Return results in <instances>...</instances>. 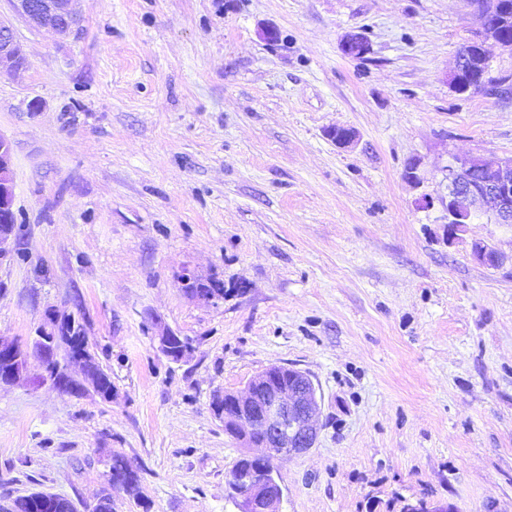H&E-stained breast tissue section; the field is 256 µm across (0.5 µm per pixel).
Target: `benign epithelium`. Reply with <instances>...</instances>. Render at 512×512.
Returning <instances> with one entry per match:
<instances>
[{"mask_svg": "<svg viewBox=\"0 0 512 512\" xmlns=\"http://www.w3.org/2000/svg\"><path fill=\"white\" fill-rule=\"evenodd\" d=\"M17 15L38 29H50L58 35H69L78 22L76 0H10ZM492 40L502 50L512 52L508 41L492 28L483 30L482 40L476 42L472 69L476 71L477 87H482L488 74L487 53L483 41ZM345 55L359 58L368 51L360 33L348 35L342 43ZM24 53L18 43L13 25L0 18V74H11L25 69ZM327 136L340 148L357 141L354 129L336 125L327 130ZM448 235L457 234L472 218L486 216L496 224H512V157L508 159H458L448 167ZM14 195L12 177V145L0 136V258L6 256V244L14 236L11 223L13 207L8 200ZM475 257L483 264L498 266L502 261L499 251L486 245L474 246ZM183 287L198 300L216 302L224 297L221 292L209 290L210 283L185 269L180 275ZM64 319L54 327L36 331L32 350L39 356L45 371L52 372L51 381L67 392L94 388L92 378L83 374L78 381L71 378L56 363L57 344L62 339ZM158 349L174 361L189 355L192 346L170 330L157 336ZM29 351L17 342L0 340V362L13 366L0 378L1 385L17 383L26 373ZM232 412L224 413V431L243 442L245 447L260 445L267 449L262 456L243 454L259 464V471L244 478L246 490L232 495L238 512H251L253 503H262V512H280L283 490L271 464L275 456L301 454L314 447L317 438V415L320 403L316 387L304 372L282 365L266 368L255 376L243 393L226 392Z\"/></svg>", "mask_w": 512, "mask_h": 512, "instance_id": "obj_1", "label": "benign epithelium"}]
</instances>
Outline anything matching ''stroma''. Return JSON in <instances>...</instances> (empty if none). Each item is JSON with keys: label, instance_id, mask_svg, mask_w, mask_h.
I'll return each mask as SVG.
<instances>
[{"label": "stroma", "instance_id": "1", "mask_svg": "<svg viewBox=\"0 0 512 512\" xmlns=\"http://www.w3.org/2000/svg\"><path fill=\"white\" fill-rule=\"evenodd\" d=\"M77 9L66 37L12 18L28 67L0 76L17 217L0 338L82 316L112 398L31 359L0 389V496L86 512L119 453L149 512H237L242 450L212 401L277 364L321 398L315 447L274 461L281 512H512V225L448 235L444 166L512 157V53L489 49L496 94L448 83L477 38L470 0ZM354 31L361 58L341 50ZM186 269L223 300L185 293ZM164 329L187 358L158 351ZM185 340L188 343H191L188 338H182L178 336L176 333L170 330H162L157 336L158 349L165 356L171 358L174 361H180L185 358L187 355L191 353L193 350L192 346L186 345ZM175 341L180 343V350L173 353L172 351V343ZM42 498L32 499L30 502L24 501L23 497L12 499L18 506L15 512H70L68 500L56 494L46 492H33Z\"/></svg>", "mask_w": 512, "mask_h": 512}]
</instances>
